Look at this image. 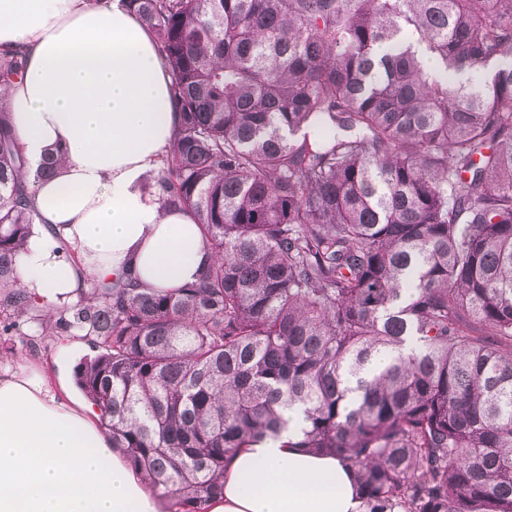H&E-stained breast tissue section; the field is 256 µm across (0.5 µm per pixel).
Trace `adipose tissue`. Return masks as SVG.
<instances>
[{
	"label": "adipose tissue",
	"instance_id": "obj_1",
	"mask_svg": "<svg viewBox=\"0 0 512 512\" xmlns=\"http://www.w3.org/2000/svg\"><path fill=\"white\" fill-rule=\"evenodd\" d=\"M15 48L24 72L1 93L29 171L63 151L58 175L33 186L21 288L57 313L95 280L194 282L212 259L198 225L145 186L179 123L154 35L127 0H0V49ZM55 364L0 363V512H167L76 398L66 351ZM287 442L236 449L206 512H360L336 457Z\"/></svg>",
	"mask_w": 512,
	"mask_h": 512
}]
</instances>
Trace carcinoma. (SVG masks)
<instances>
[{"mask_svg":"<svg viewBox=\"0 0 512 512\" xmlns=\"http://www.w3.org/2000/svg\"><path fill=\"white\" fill-rule=\"evenodd\" d=\"M128 2L180 114L150 186L212 260L46 311L0 102V329L87 339L77 385L181 507L298 411L288 446L348 467L364 512H512V0ZM23 68L0 51V85Z\"/></svg>","mask_w":512,"mask_h":512,"instance_id":"1","label":"carcinoma"}]
</instances>
